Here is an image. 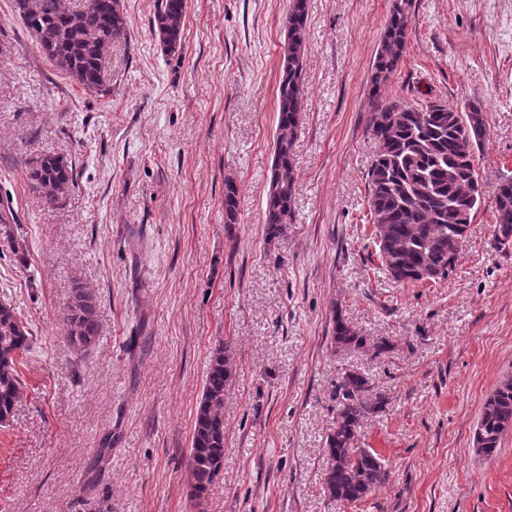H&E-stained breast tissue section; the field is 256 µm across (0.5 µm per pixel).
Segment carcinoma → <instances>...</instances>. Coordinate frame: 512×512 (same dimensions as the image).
Here are the masks:
<instances>
[{
	"mask_svg": "<svg viewBox=\"0 0 512 512\" xmlns=\"http://www.w3.org/2000/svg\"><path fill=\"white\" fill-rule=\"evenodd\" d=\"M412 0H395L380 40L371 78L368 132L378 152L367 173L368 203L377 220L375 240L382 266L398 283L444 279L453 272L466 237L463 214L474 216L484 203L474 161L462 154L468 115L488 124L487 113L473 105L466 113L435 101L418 109L389 97L385 85L406 46ZM26 30L56 67L90 94L111 92L112 43L127 36L121 0H14ZM186 0H157L152 22L165 55L181 54ZM308 0H289L277 86L274 159L265 201L271 232L290 222L295 171L293 148L303 112L302 70L306 50ZM32 190L48 205L59 204L75 183L74 170L61 156L37 158L29 171ZM239 188L224 184V223H238ZM493 238L512 244V176L503 177L492 198ZM336 348L363 345V337L333 310ZM68 342L91 350L100 325L97 299L88 288H74L65 318ZM31 333L11 304L0 301V425L9 421L22 396L19 364L30 350ZM233 376L230 350L211 355L197 409L189 453L190 488L202 500L224 465V388ZM336 420L325 440L324 492L355 503L388 477L384 459L357 445L362 422L387 404L386 395L364 374L346 371L336 382ZM512 426V376L503 378L485 399L476 433L485 455L494 454Z\"/></svg>",
	"mask_w": 512,
	"mask_h": 512,
	"instance_id": "obj_1",
	"label": "carcinoma"
}]
</instances>
